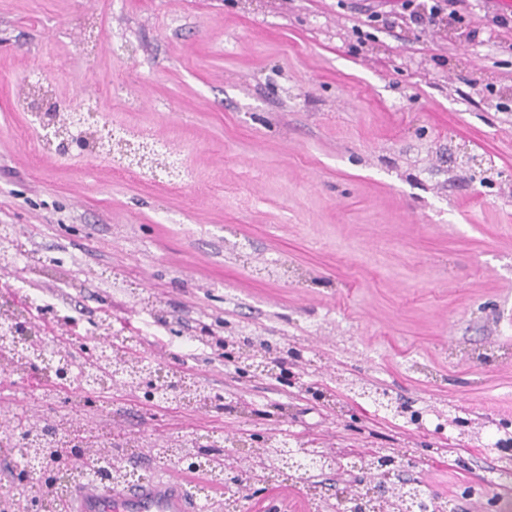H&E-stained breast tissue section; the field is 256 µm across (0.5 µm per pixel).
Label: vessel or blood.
<instances>
[{"label": "vessel or blood", "mask_w": 512, "mask_h": 512, "mask_svg": "<svg viewBox=\"0 0 512 512\" xmlns=\"http://www.w3.org/2000/svg\"><path fill=\"white\" fill-rule=\"evenodd\" d=\"M190 481L167 474L132 488L89 480L73 487L68 512H195Z\"/></svg>", "instance_id": "obj_1"}]
</instances>
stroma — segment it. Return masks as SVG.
Segmentation results:
<instances>
[{
    "label": "stroma",
    "mask_w": 512,
    "mask_h": 512,
    "mask_svg": "<svg viewBox=\"0 0 512 512\" xmlns=\"http://www.w3.org/2000/svg\"><path fill=\"white\" fill-rule=\"evenodd\" d=\"M373 27L338 0H0V227L22 251L6 290L45 321L49 354L83 360L94 326L218 396L204 410L115 387L0 373L15 420L95 421L145 479L136 449L176 435L404 454L410 480L455 512H499L489 441L512 440V29ZM42 79L64 110L95 95L113 125L165 144L179 176L41 147L22 102ZM467 146L483 182L453 167ZM255 331L298 354L288 384L193 344ZM403 408L384 412L362 388ZM0 445V494L18 493ZM362 475L281 476L318 512Z\"/></svg>",
    "instance_id": "1"
}]
</instances>
